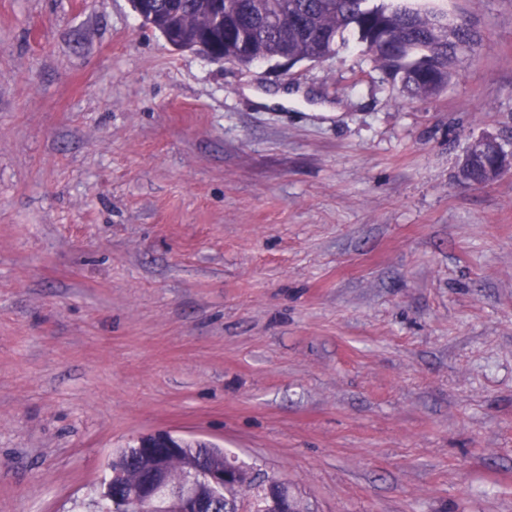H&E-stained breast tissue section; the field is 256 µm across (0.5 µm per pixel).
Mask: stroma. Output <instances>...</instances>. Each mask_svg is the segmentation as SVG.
<instances>
[{
  "label": "stroma",
  "mask_w": 512,
  "mask_h": 512,
  "mask_svg": "<svg viewBox=\"0 0 512 512\" xmlns=\"http://www.w3.org/2000/svg\"><path fill=\"white\" fill-rule=\"evenodd\" d=\"M410 98L356 37L248 65L131 0H0V512L164 430L311 512H512V0ZM479 149H482L494 159L493 163L487 166V177L489 181L512 170V154L507 156L497 139L491 134H485L470 141L465 156H469L474 150Z\"/></svg>",
  "instance_id": "35a3bbf8"
}]
</instances>
